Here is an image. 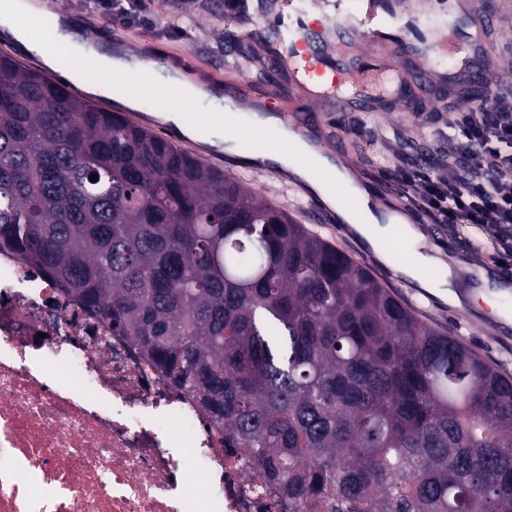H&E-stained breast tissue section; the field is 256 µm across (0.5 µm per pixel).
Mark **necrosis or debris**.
I'll use <instances>...</instances> for the list:
<instances>
[{
    "instance_id": "obj_1",
    "label": "necrosis or debris",
    "mask_w": 512,
    "mask_h": 512,
    "mask_svg": "<svg viewBox=\"0 0 512 512\" xmlns=\"http://www.w3.org/2000/svg\"><path fill=\"white\" fill-rule=\"evenodd\" d=\"M224 433L105 321L0 256V512H274Z\"/></svg>"
}]
</instances>
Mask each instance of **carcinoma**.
I'll return each instance as SVG.
<instances>
[{
  "label": "carcinoma",
  "instance_id": "cac0c4a2",
  "mask_svg": "<svg viewBox=\"0 0 512 512\" xmlns=\"http://www.w3.org/2000/svg\"><path fill=\"white\" fill-rule=\"evenodd\" d=\"M0 254L191 394L290 512H512V376L288 210L7 54Z\"/></svg>",
  "mask_w": 512,
  "mask_h": 512
}]
</instances>
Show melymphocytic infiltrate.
I'll return each mask as SVG.
<instances>
[{
    "label": "lymphocytic infiltrate",
    "mask_w": 512,
    "mask_h": 512,
    "mask_svg": "<svg viewBox=\"0 0 512 512\" xmlns=\"http://www.w3.org/2000/svg\"><path fill=\"white\" fill-rule=\"evenodd\" d=\"M447 129L461 175L400 163L391 178L432 223L472 224L487 231L496 244L494 260L511 270L512 95L452 102Z\"/></svg>",
    "instance_id": "1"
}]
</instances>
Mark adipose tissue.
<instances>
[{
    "mask_svg": "<svg viewBox=\"0 0 512 512\" xmlns=\"http://www.w3.org/2000/svg\"><path fill=\"white\" fill-rule=\"evenodd\" d=\"M46 11L41 0H0V34L5 35L26 54L37 56L46 67H55L59 55H67L74 68L92 63L98 73L91 91L95 94L108 93L113 81L120 80L129 86L148 87L161 101L158 118L181 136L207 144L211 141L207 126L194 123L187 115L183 104L187 101L215 99L213 89L204 88L202 80L187 75L180 69H172L164 82H157L155 62L146 60L141 52L133 51L121 55L118 49L106 48L96 40L76 38L72 35L55 34L52 40L37 37L42 17ZM250 127L263 139L257 156L265 164L288 172L292 179L306 184L317 194H324L322 183L312 179L315 170H328L335 174L337 183L349 188H357L356 179L332 156L314 147L304 134H284L280 117L269 115L253 118ZM342 222L348 224L354 236L361 239L381 262L390 261V249L397 240H405L415 248V261L403 265L401 274L414 282L418 288L431 294L442 303L455 308H464L482 299L494 303L495 292L479 289L470 295L457 288L455 271H448L441 279L427 278L424 268L440 263L442 257L438 249L430 247L422 230L409 224L405 217L389 212H374L368 209L342 211Z\"/></svg>",
    "mask_w": 512,
    "mask_h": 512,
    "instance_id": "obj_1",
    "label": "adipose tissue"
}]
</instances>
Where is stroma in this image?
<instances>
[{
  "label": "stroma",
  "instance_id": "35a3bbf8",
  "mask_svg": "<svg viewBox=\"0 0 512 512\" xmlns=\"http://www.w3.org/2000/svg\"><path fill=\"white\" fill-rule=\"evenodd\" d=\"M53 2L69 15L75 26L104 44L141 46L147 59L189 68L210 84L223 86L225 94L262 99L273 85L280 86L285 97H293L295 93L287 72L267 66L276 40L271 31L261 37L263 50L258 58L242 60L237 52L243 32L241 20L225 18L224 0H147L153 23L139 28L108 20L99 10L97 0ZM484 61L494 62L503 71L499 90L512 93V17L502 18L495 24L483 57H473L465 51L460 56L446 58L443 67L456 81L462 82L469 69ZM418 66V60L410 55L399 61V72L407 77L412 88L410 97L421 112L433 115L436 124H444L448 120V92L441 83L425 87ZM376 109L375 136L362 134L361 125L367 119L362 112L351 113L345 124L335 126L331 142L337 153L356 161L358 175L378 203L403 214L421 228L430 246L441 247L446 261L494 271L490 258L492 241L486 232L469 225L451 228L428 223L411 208L394 181L385 176L386 169L400 162L429 163L439 172H450L452 147L447 139L424 133L415 115L391 111L386 101H377ZM176 144L247 183L260 198L286 208L298 223L330 240L367 267L379 282L397 290L422 316L449 329L495 368L512 376V325L496 320L490 306L481 302L462 311L419 291L394 268L379 264L359 240L348 234L338 235L323 220L330 211L329 206H312L310 194L299 192L297 184L285 174L246 164L238 154L209 149L188 138H178Z\"/></svg>",
  "mask_w": 512,
  "mask_h": 512
}]
</instances>
